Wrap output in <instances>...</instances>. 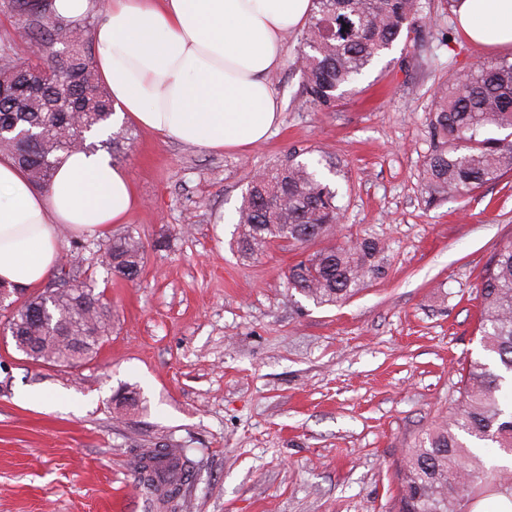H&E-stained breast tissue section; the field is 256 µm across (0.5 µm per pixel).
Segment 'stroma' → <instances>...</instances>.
Here are the masks:
<instances>
[{
    "instance_id": "stroma-1",
    "label": "stroma",
    "mask_w": 512,
    "mask_h": 512,
    "mask_svg": "<svg viewBox=\"0 0 512 512\" xmlns=\"http://www.w3.org/2000/svg\"><path fill=\"white\" fill-rule=\"evenodd\" d=\"M423 2L428 25L333 112L308 101L290 33L270 77L280 123L250 149L129 126L115 164L140 205L111 232L139 234L142 270L107 274L103 236L61 229L62 254L78 257L70 273L112 311L98 353L36 362L0 332V512H157L133 460L161 445L195 463L188 512H394L397 462L449 416L481 353L476 286L512 237V172L438 204L421 178L435 91L461 69L512 61V48L470 45L452 5ZM294 150L335 166L337 240L382 248L378 272L336 305L288 284L312 246L248 259L233 244L250 175Z\"/></svg>"
}]
</instances>
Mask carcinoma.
I'll use <instances>...</instances> for the list:
<instances>
[{"label":"carcinoma","mask_w":512,"mask_h":512,"mask_svg":"<svg viewBox=\"0 0 512 512\" xmlns=\"http://www.w3.org/2000/svg\"><path fill=\"white\" fill-rule=\"evenodd\" d=\"M55 0H0V12L16 20L34 59L14 60V47H0V151L30 180L48 187L61 156L74 139L85 149L117 157L127 130H111V96L100 84L83 34L92 14L60 16ZM423 0H313L299 57L304 92L322 112H334L364 70L403 34L426 25ZM512 130V61L483 63L436 91L428 112L431 152L422 180L428 200L463 197L512 171V140L487 135ZM110 130L105 139L89 136ZM322 160L296 154L248 181L237 210V251L244 256L269 246L302 245L334 233L340 207L321 169ZM379 244L363 239L334 243L288 270V283L316 305L353 296L376 272ZM145 247L128 232L103 244L101 262L132 281ZM477 332L485 353L464 368L460 396L450 418L424 431L396 470V512H480L488 499L512 512V465H497L486 447L512 456V239L489 257L477 284ZM111 328L103 294L82 281L55 295L42 291L10 312L7 331L27 357L77 364L93 356ZM192 460L182 448H143L135 456L138 487L158 512L182 506Z\"/></svg>","instance_id":"cac0c4a2"}]
</instances>
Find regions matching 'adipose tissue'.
Instances as JSON below:
<instances>
[{"label": "adipose tissue", "mask_w": 512, "mask_h": 512, "mask_svg": "<svg viewBox=\"0 0 512 512\" xmlns=\"http://www.w3.org/2000/svg\"><path fill=\"white\" fill-rule=\"evenodd\" d=\"M311 0H108L93 65L120 119L208 150H243L280 118L268 80ZM473 44L512 47V0H457ZM139 205L130 174L99 153L72 151L37 190L0 156V285L40 287L57 264L58 225L106 233Z\"/></svg>", "instance_id": "adipose-tissue-1"}]
</instances>
